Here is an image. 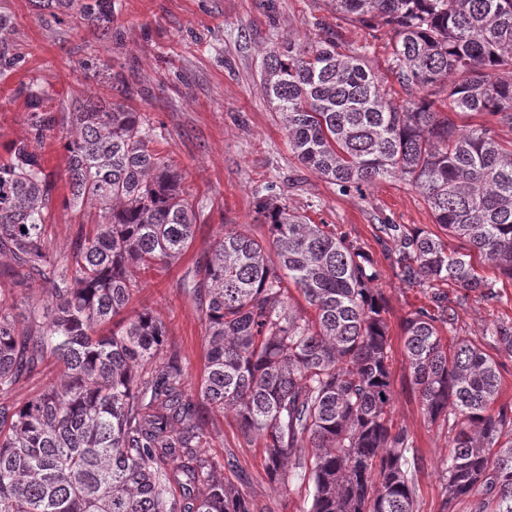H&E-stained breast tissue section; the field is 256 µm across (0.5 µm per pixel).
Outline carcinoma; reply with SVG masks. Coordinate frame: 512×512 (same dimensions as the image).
<instances>
[{
	"label": "carcinoma",
	"mask_w": 512,
	"mask_h": 512,
	"mask_svg": "<svg viewBox=\"0 0 512 512\" xmlns=\"http://www.w3.org/2000/svg\"><path fill=\"white\" fill-rule=\"evenodd\" d=\"M368 29L392 32L390 71L407 98L336 31L266 52L263 93L299 162L344 192L393 178L422 196L455 248L424 230L398 235V275L465 293L492 287L477 265L512 279V0H331ZM79 7L99 39L112 38L113 0H47ZM29 96L31 138L0 157V259L19 283L39 284L26 323L0 296V394L49 358L59 375L22 405L0 403V512H255L217 479L200 451L203 429L161 323L123 311L143 288L137 271L172 265L194 241L197 214L185 177L157 147L153 123L119 101L84 99L58 114ZM490 123L468 129L456 116ZM65 133L70 202L98 210L62 264L48 259L53 182L37 147ZM258 228L224 227L181 288L199 300L207 331L199 397L233 414L260 441L270 482L301 470L308 512H417L414 438L387 417L393 392L378 273L357 246L311 224L273 188L255 201ZM295 287L313 309L290 294ZM404 349L425 417L452 422L441 475L446 508L476 493L512 512V421L492 413L495 360L474 343L448 347L437 319L403 324ZM176 483L180 497L168 485Z\"/></svg>",
	"instance_id": "cac0c4a2"
}]
</instances>
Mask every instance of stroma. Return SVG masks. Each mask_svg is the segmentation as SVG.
<instances>
[{
	"label": "stroma",
	"instance_id": "obj_1",
	"mask_svg": "<svg viewBox=\"0 0 512 512\" xmlns=\"http://www.w3.org/2000/svg\"><path fill=\"white\" fill-rule=\"evenodd\" d=\"M0 13L13 27L0 50L18 56L0 76V152L29 136L26 90L46 88L55 111H68L74 98H115L109 83L95 77L103 62L121 71L130 94L125 103L160 128L163 149L186 176L195 198L197 226L192 247L177 263L142 273L146 286L124 311H150L164 326L167 344L182 358L184 387L195 392L204 370L206 330L197 300L180 283L194 259L212 248L225 225L256 221L255 200L276 185L295 211L313 223L332 226L373 259L376 283L385 298L389 326L393 397L388 418L406 428L416 446L418 512H443L441 471L452 433L444 421L428 422L421 410L404 353L402 324L419 309L443 314L448 343L471 341L498 364V407L512 416V352L496 344L497 327H512V279L484 263L495 299L464 294L450 284L432 288L405 283L393 263L398 242L380 230L389 218L402 230L440 234L422 196L409 184L387 179L364 192L338 190L305 168L293 154L278 112L259 84L263 56L288 38H315L319 26L334 29L347 50L369 45L367 66L385 76L395 100L404 92L389 70L391 35L371 32L345 20L331 0H115L112 37L98 41L93 27L71 17L56 22L41 0H0ZM55 181L46 235L50 257H69L82 225L96 223V209L66 207L70 196L67 154L60 139L39 149ZM202 449L218 464V474L253 500L256 512H307L309 499L299 473L286 486L266 477L259 443H245L232 414L201 409Z\"/></svg>",
	"mask_w": 512,
	"mask_h": 512
}]
</instances>
